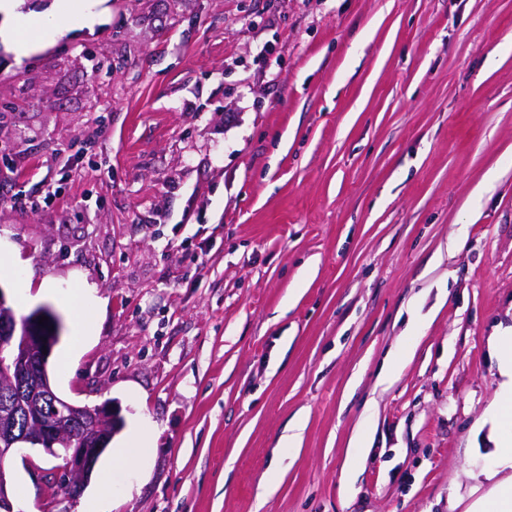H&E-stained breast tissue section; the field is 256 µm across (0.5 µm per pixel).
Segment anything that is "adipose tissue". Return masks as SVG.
<instances>
[{
    "mask_svg": "<svg viewBox=\"0 0 512 512\" xmlns=\"http://www.w3.org/2000/svg\"><path fill=\"white\" fill-rule=\"evenodd\" d=\"M103 14V0H83L81 12L75 18L70 15V0H54L43 24L48 32H62L74 24L82 28L92 26ZM27 22L19 10V0H0V42L20 58L33 49L32 42L21 33ZM490 346L498 355L501 378L490 408L493 451L485 475L491 485L468 512H512V327L492 336ZM148 450L149 439L143 434L130 446L116 449L109 466L98 475L100 492L86 503L85 512H112L111 485L115 476L137 464Z\"/></svg>",
    "mask_w": 512,
    "mask_h": 512,
    "instance_id": "adipose-tissue-1",
    "label": "adipose tissue"
}]
</instances>
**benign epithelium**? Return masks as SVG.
<instances>
[{"label": "benign epithelium", "mask_w": 512, "mask_h": 512, "mask_svg": "<svg viewBox=\"0 0 512 512\" xmlns=\"http://www.w3.org/2000/svg\"><path fill=\"white\" fill-rule=\"evenodd\" d=\"M4 306V295L0 290V308L3 309L0 313V345L10 347L8 362L0 363V384L33 387L36 399L31 408L36 413L43 399L50 397L53 401H58L46 369L49 353L57 343V336L52 326L39 324V319L45 315V309L38 308L25 323L22 338H17V322L10 312L4 310ZM65 406L66 414L62 419L49 427L38 425L32 431L22 434L16 433L12 414L0 412V459H15L22 453L25 444L38 446L54 456L57 455L56 445L69 446L64 465L60 469L68 476L67 484L73 487L68 497L76 499L82 492V478L92 472L98 457L106 423L118 424L121 416L118 408L109 402L94 408L68 402ZM79 429L84 431L82 445L74 448L72 441Z\"/></svg>", "instance_id": "7a95c632"}]
</instances>
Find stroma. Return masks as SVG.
Here are the masks:
<instances>
[{"mask_svg": "<svg viewBox=\"0 0 512 512\" xmlns=\"http://www.w3.org/2000/svg\"><path fill=\"white\" fill-rule=\"evenodd\" d=\"M106 7L0 44V291L59 317L51 383L120 406L112 447L151 432L115 512H466L512 326V0ZM26 455L13 512H81ZM63 194V187L61 183L55 185H49L47 191L43 193L42 196H40L37 199H26V198H19L17 195H14L10 198V201L13 203L12 206L20 207L24 210H30V211H38L40 209L48 208L51 206L58 198H60Z\"/></svg>", "mask_w": 512, "mask_h": 512, "instance_id": "obj_1", "label": "stroma"}]
</instances>
